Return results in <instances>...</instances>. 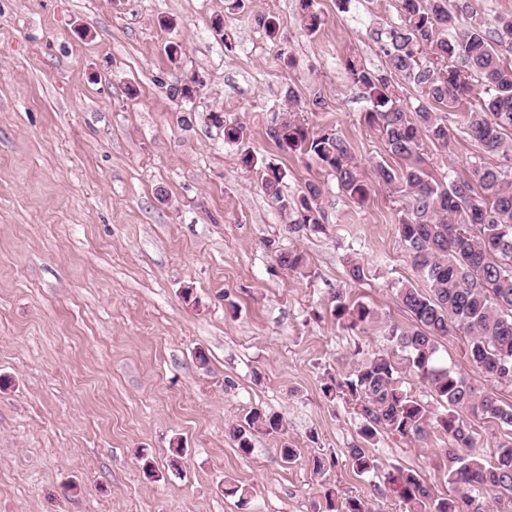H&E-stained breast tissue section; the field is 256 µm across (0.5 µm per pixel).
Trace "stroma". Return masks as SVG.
Segmentation results:
<instances>
[{
	"mask_svg": "<svg viewBox=\"0 0 512 512\" xmlns=\"http://www.w3.org/2000/svg\"><path fill=\"white\" fill-rule=\"evenodd\" d=\"M401 5L350 0L341 12L318 0L325 23L311 35L298 0H245L231 13L224 0H0V375L13 380L0 391V512H313V451L335 454L328 479L339 498L404 512L350 470L360 421L321 390L328 375L348 374L355 350L390 352L385 323L411 322L396 291L423 282L398 235L401 204L382 187L352 203L314 160L266 134L291 107L310 130L343 134L365 172L389 161L342 60L382 67L370 32ZM262 15L275 19L277 40ZM218 17L232 45L213 28ZM188 81L191 99L170 96ZM318 95L325 109L309 110ZM471 109H450L449 148L422 145L437 181L483 159L512 167V157H484L458 125ZM211 112L247 124L250 151L281 168L285 194L322 185L325 232L289 230L262 171L205 123ZM288 249L305 255L303 272L278 262ZM354 253L370 270L355 284L345 274ZM187 288L198 306L184 301ZM339 290L380 321L340 328L330 305ZM466 343L446 337L441 357L512 404V385L487 377ZM255 408L285 427L256 435L243 455L229 427ZM179 442L187 458L176 475ZM285 442L300 450L295 463L281 459ZM444 445L438 433L421 447L382 433L368 452L442 493ZM140 448L159 481L145 478ZM227 481L248 488L246 504L224 496Z\"/></svg>",
	"mask_w": 512,
	"mask_h": 512,
	"instance_id": "obj_1",
	"label": "stroma"
}]
</instances>
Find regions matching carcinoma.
I'll return each mask as SVG.
<instances>
[{
	"label": "carcinoma",
	"instance_id": "carcinoma-1",
	"mask_svg": "<svg viewBox=\"0 0 512 512\" xmlns=\"http://www.w3.org/2000/svg\"><path fill=\"white\" fill-rule=\"evenodd\" d=\"M299 5L304 29L317 32L325 20L315 0H299ZM471 10L470 0H403L399 19L371 32L385 66L371 69L354 55L344 60L352 82L371 103L366 124L402 161L397 168L379 164L376 179L404 200L398 233L424 287L397 290L412 324L385 326L392 350L357 361L347 378L329 377L322 391L330 401L349 402L360 419L361 443L347 449L348 464L358 476L381 473L365 445L382 432L414 443L426 442L435 432L447 438V446L438 449L447 494L434 495L418 470L393 466L381 473L406 512H487L481 495L512 500V437L488 459L476 446L475 429L478 420L512 428V405L472 385L438 357L440 340L459 332L467 336L471 361L496 381L512 384V172L478 163L470 176L450 175L448 182L440 183L419 157L423 140L446 148L453 137L438 106L469 99L478 100V108L461 115L468 135L486 155L512 151L505 138V132L512 131V12L500 16L492 33L478 20L448 33L458 16H468ZM400 79L420 89L422 101L416 107L401 103ZM210 120L224 128L228 144L240 146L249 138L247 126L239 121H227L216 112ZM266 134L279 149L313 159L352 202L362 205L370 198L371 185L350 142L335 130L312 132L294 119V112L285 111ZM240 161L246 167L265 164L262 188L292 228L325 230L320 184L307 182L289 198L282 191L280 168L248 150L240 153ZM278 261L293 271L305 266L304 255L295 250L279 253ZM366 276L359 258L349 257L347 279L359 283ZM332 303V314L344 329L378 318L374 308L348 300L340 290ZM398 354L430 387L437 406L422 403L404 389L394 360ZM282 431V417L261 409L251 410L229 429L243 454L252 451L255 434ZM309 464L322 478L336 465V457L314 454ZM323 497L327 512H368L357 498L336 499L331 487L324 488Z\"/></svg>",
	"mask_w": 512,
	"mask_h": 512
}]
</instances>
